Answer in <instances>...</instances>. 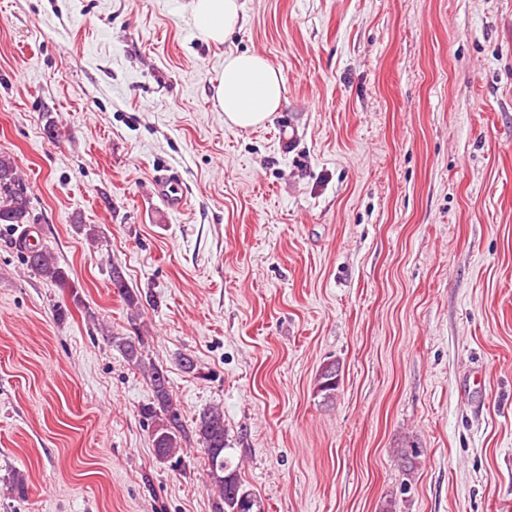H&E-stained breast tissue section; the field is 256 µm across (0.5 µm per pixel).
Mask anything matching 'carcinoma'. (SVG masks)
Returning a JSON list of instances; mask_svg holds the SVG:
<instances>
[{
	"mask_svg": "<svg viewBox=\"0 0 512 512\" xmlns=\"http://www.w3.org/2000/svg\"><path fill=\"white\" fill-rule=\"evenodd\" d=\"M35 223L28 188L20 176L15 159L9 154L0 153V224L20 227ZM23 262L31 271L49 281L56 287L69 291L74 301H79L77 285L71 281L66 270L60 266L53 251L42 246L36 251H23ZM112 287L117 290L129 309L139 310V298L130 289L122 271L112 266ZM125 359L139 367L150 378L153 389V404L147 412L155 417V426L151 432V445L161 459L172 457L182 449L181 416L168 389L165 370L154 363L145 362L139 338L132 336L114 339ZM340 384L339 364L332 361L324 364L316 377V394L324 403L336 398ZM194 433L199 448L208 462V476L218 492L219 502L216 512H242L239 498L247 490L240 478L239 466L233 465L224 456L227 448V431L224 427V411L211 407L195 420Z\"/></svg>",
	"mask_w": 512,
	"mask_h": 512,
	"instance_id": "1",
	"label": "carcinoma"
}]
</instances>
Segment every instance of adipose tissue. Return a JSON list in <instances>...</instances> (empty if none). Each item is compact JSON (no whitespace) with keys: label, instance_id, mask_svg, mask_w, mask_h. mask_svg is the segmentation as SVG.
<instances>
[{"label":"adipose tissue","instance_id":"1","mask_svg":"<svg viewBox=\"0 0 512 512\" xmlns=\"http://www.w3.org/2000/svg\"><path fill=\"white\" fill-rule=\"evenodd\" d=\"M190 10L198 38L208 44L224 43L243 24L238 0H190ZM284 93V76L267 58L231 53L224 58L212 100L226 126L244 130L263 125L278 112Z\"/></svg>","mask_w":512,"mask_h":512}]
</instances>
